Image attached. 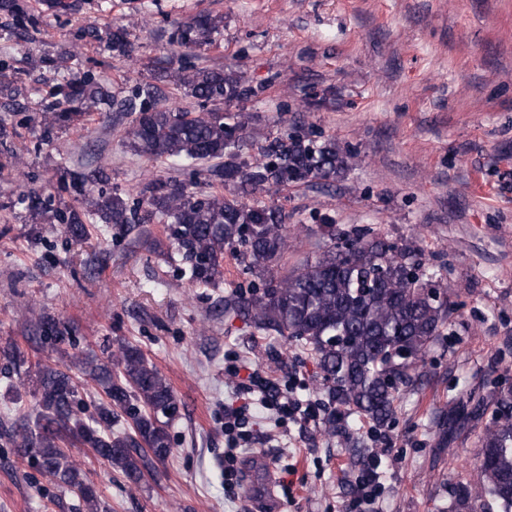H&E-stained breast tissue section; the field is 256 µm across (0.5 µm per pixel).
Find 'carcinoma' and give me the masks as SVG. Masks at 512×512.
I'll return each instance as SVG.
<instances>
[{
  "mask_svg": "<svg viewBox=\"0 0 512 512\" xmlns=\"http://www.w3.org/2000/svg\"><path fill=\"white\" fill-rule=\"evenodd\" d=\"M223 17L199 15L177 27L178 45L209 46L220 34ZM184 88L202 110L188 112L166 105L168 82ZM261 89L247 84L237 67H198L178 56L163 73L111 93L89 74L57 83L47 92L41 113L43 140L56 129L103 109L129 118L128 147L147 159L169 158L187 163L216 160L210 175L228 193L194 191L152 180L143 189L144 216L118 190L94 192L72 179L81 207L53 206L36 192L22 203L34 216L52 213L74 240L84 239L87 222L140 224L156 219L166 225V241L152 240L159 256L170 250L180 258L188 279L217 287L224 282V251L238 254L252 277L251 298L224 302L248 316L262 332L307 346L321 370V385L336 404L326 434L348 441L340 426L352 416L377 426L397 413L400 393L412 385L413 373L425 362L430 343L442 335L452 313L421 289L425 265L415 250L400 248L363 231L344 249L331 244L293 273L275 276L287 248L286 215L275 204L246 200L267 187L309 183L325 185L352 166L356 153L336 140L317 141L296 131L254 143L244 124L228 108ZM33 349L76 347L75 330L44 315L31 337ZM7 361L11 391L32 385L35 405L19 422L0 421V441L17 450L58 486L78 492L88 512H109L85 480L70 449L90 448L133 485L156 470L171 454L170 428L179 415L171 386L144 352L128 342L107 350L106 359L82 350L70 355L100 390L99 401L87 405L69 370L51 367L13 343L0 346ZM492 407L491 421L479 438L482 479L474 487L459 484L451 512H512V385L494 383L486 397H467L459 416L482 419Z\"/></svg>",
  "mask_w": 512,
  "mask_h": 512,
  "instance_id": "1",
  "label": "carcinoma"
}]
</instances>
